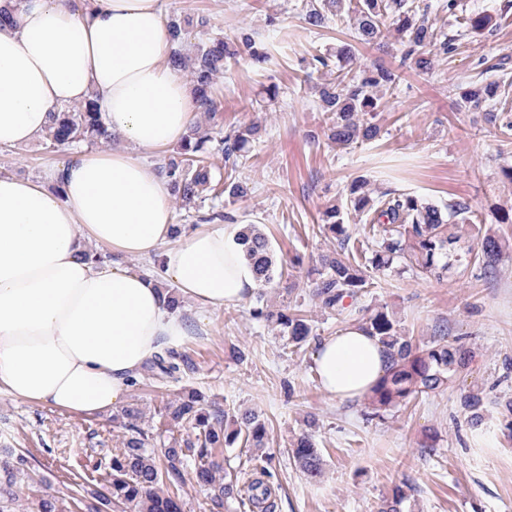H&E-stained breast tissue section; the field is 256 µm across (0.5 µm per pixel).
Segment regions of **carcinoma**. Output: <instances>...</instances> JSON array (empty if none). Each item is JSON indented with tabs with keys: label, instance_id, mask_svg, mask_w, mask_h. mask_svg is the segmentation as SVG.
I'll list each match as a JSON object with an SVG mask.
<instances>
[{
	"label": "carcinoma",
	"instance_id": "carcinoma-1",
	"mask_svg": "<svg viewBox=\"0 0 512 512\" xmlns=\"http://www.w3.org/2000/svg\"><path fill=\"white\" fill-rule=\"evenodd\" d=\"M456 0H443L432 7L422 6L419 0H309L303 5V19L311 28H323L330 21L348 23L356 38L363 44H374L393 36L402 47L399 64L395 67L373 64L361 68L354 65L349 47L336 51L340 65L336 76L314 86L317 107L326 115L327 140L346 147L359 141H371L380 134L374 122L384 95L395 90L402 81L406 68L421 72L432 70L440 56L455 51L454 39L437 25L438 18L430 14L452 12ZM170 41V63L191 76L198 111L211 120L216 119L217 103L211 97L216 79L224 74L229 60L248 57L256 64L270 60L267 52L258 49L256 40L245 29L226 41L206 38L194 45L191 54H184L177 45L194 30L207 33L211 19L206 15L182 19L170 15L166 19ZM505 84L497 80L470 83L460 91L461 101L470 108L479 109L504 92ZM488 121L503 136H512V113L502 111L489 114ZM258 132L254 124L228 133L215 129L214 135L201 134L200 126L189 129L177 149L165 157L160 172L168 178L173 195L184 206L193 207L209 197L226 194L234 200L247 193V184L233 178V172L247 158L248 145ZM108 141V131L97 101L93 98L75 107H62L51 113L50 124L42 135V142L50 150L77 147L83 143ZM220 153L231 163V173L223 175L206 162L205 153ZM355 214L370 218L369 232L375 239L374 248L361 250L364 260H357L350 247L351 236L345 216ZM474 205L467 198L448 201L440 207L416 196L391 190L377 191L367 179L353 181L345 197L325 207L319 230L336 239L338 249L321 256L319 266L309 272L312 299L328 313L340 312L346 301H355L368 287L367 268L385 270L394 258L408 259L411 270L438 282H457L468 277L472 262L479 260L484 268L495 270L504 249L512 243L494 234L469 238L458 233L462 224L476 225ZM240 240L251 263L260 287L265 288L283 276V267L274 257L269 239L258 224H244ZM253 317L263 319L279 331L288 346L299 350L313 336V326L303 315L286 306L264 303ZM362 327L378 338L389 356L386 374L380 378L366 396L370 416L383 417L388 410L405 405L421 395L448 388L458 368L464 364L466 351L448 342L440 335L428 344L415 345L404 334L392 310L381 305L370 312ZM189 356L166 349L157 353L147 364V374L155 379H179L182 366ZM487 395L471 389L464 396L463 407L471 424L479 425ZM501 423L512 434V399L497 397ZM161 417L168 424H187L196 431L195 438L172 439L163 444L160 452L145 447L147 433L138 425L141 412L127 408L122 418L128 431L124 448L112 457V479L105 487L101 500L118 508L124 506L132 512H183L179 493L184 483L188 464L196 484L212 493V506L228 509L232 503L238 507L275 512L277 504L264 477L266 469L246 485H239L232 470H222L217 457L224 449L239 441L263 453L268 442L265 422L253 410L227 411L219 407L206 408L201 394L190 389L163 406ZM291 454L303 472L311 479L322 475V458L310 432H302L291 443ZM15 464L0 460V470L6 474L0 482V512H10L16 499L13 473ZM168 485L162 491L160 485ZM408 495L403 487L393 490L392 497L384 500L378 512H403Z\"/></svg>",
	"mask_w": 512,
	"mask_h": 512
}]
</instances>
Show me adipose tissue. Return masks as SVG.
Here are the masks:
<instances>
[{
	"instance_id": "ef3b65f1",
	"label": "adipose tissue",
	"mask_w": 512,
	"mask_h": 512,
	"mask_svg": "<svg viewBox=\"0 0 512 512\" xmlns=\"http://www.w3.org/2000/svg\"><path fill=\"white\" fill-rule=\"evenodd\" d=\"M0 25V147L38 140L52 112L97 97L112 151L81 152L36 180L0 175V390L75 415L125 399L132 378L188 326L166 286L204 309L258 282L237 224L172 233L171 189L143 151L178 143L195 116L167 61L159 0H15ZM159 257L156 276L125 267ZM382 345L359 326L313 355L322 390L364 398L385 374Z\"/></svg>"
}]
</instances>
